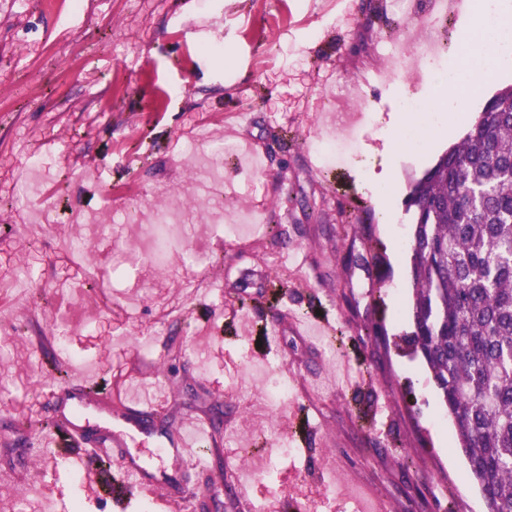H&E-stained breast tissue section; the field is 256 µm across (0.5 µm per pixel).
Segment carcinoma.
Returning a JSON list of instances; mask_svg holds the SVG:
<instances>
[{
	"label": "carcinoma",
	"instance_id": "carcinoma-1",
	"mask_svg": "<svg viewBox=\"0 0 512 512\" xmlns=\"http://www.w3.org/2000/svg\"><path fill=\"white\" fill-rule=\"evenodd\" d=\"M415 353L486 512H512V86L410 187Z\"/></svg>",
	"mask_w": 512,
	"mask_h": 512
}]
</instances>
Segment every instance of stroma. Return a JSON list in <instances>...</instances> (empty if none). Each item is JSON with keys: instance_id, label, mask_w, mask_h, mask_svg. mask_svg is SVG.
<instances>
[{"instance_id": "stroma-1", "label": "stroma", "mask_w": 512, "mask_h": 512, "mask_svg": "<svg viewBox=\"0 0 512 512\" xmlns=\"http://www.w3.org/2000/svg\"><path fill=\"white\" fill-rule=\"evenodd\" d=\"M389 0H82L57 14L38 0H0V277L28 280L24 312L0 333V512H161L149 499L89 495L84 474L112 483L114 468L80 454L56 460L14 426L41 366L72 359L71 374L103 369L101 388L133 367L171 381L164 412H224L218 444L182 468L224 512H237L227 473L242 445L257 512H355L364 492L383 512H484L466 480L454 428L412 355L411 261L394 238L410 237V184L462 132L431 130V145L392 140L399 102L440 94L415 68L416 28L388 17ZM402 56L383 55V47ZM388 78L372 80L373 68ZM360 80L337 114L326 84ZM374 114L365 121L364 112ZM233 128L263 166L225 154L224 193L186 154L201 132ZM355 130L360 155L324 165V134ZM42 143L43 199L22 194L26 147ZM296 203H288V196ZM375 214L372 227L339 212ZM173 211L180 244H206L201 262L172 258L113 282L112 307L87 288L88 273L141 249L142 221ZM251 212L241 241L211 227ZM287 247H275L267 227ZM86 243L80 264L69 259ZM34 277H27V270ZM255 332L230 323L240 294ZM321 315L334 337L308 339L290 321ZM376 327L367 335V327ZM287 379V403L267 396ZM40 471L20 489L17 473Z\"/></svg>"}]
</instances>
